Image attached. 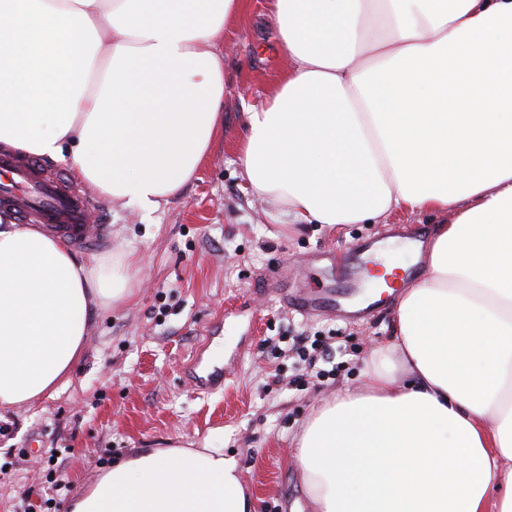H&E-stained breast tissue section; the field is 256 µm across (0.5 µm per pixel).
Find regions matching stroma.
I'll list each match as a JSON object with an SVG mask.
<instances>
[{"mask_svg":"<svg viewBox=\"0 0 512 512\" xmlns=\"http://www.w3.org/2000/svg\"><path fill=\"white\" fill-rule=\"evenodd\" d=\"M218 50L224 56V127L197 178L146 214L120 199L88 197L117 248L138 258L135 293L94 311L86 355L53 396L0 412V512L29 492L30 512L64 505L133 448H201L223 434L257 512H313L294 449L314 410L363 386L387 345L397 299L364 317L297 309L321 294L360 304L368 285L357 251L379 244L421 280L409 243L448 213L399 210L372 224H290L251 193L238 162L244 114L288 68L267 0H243ZM224 344V384L196 387L192 358ZM304 337L309 359L293 350ZM54 448L57 459L46 451Z\"/></svg>","mask_w":512,"mask_h":512,"instance_id":"stroma-1","label":"stroma"}]
</instances>
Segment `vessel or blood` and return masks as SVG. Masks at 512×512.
Returning <instances> with one entry per match:
<instances>
[{
	"label": "vessel or blood",
	"mask_w": 512,
	"mask_h": 512,
	"mask_svg": "<svg viewBox=\"0 0 512 512\" xmlns=\"http://www.w3.org/2000/svg\"><path fill=\"white\" fill-rule=\"evenodd\" d=\"M0 206L12 209L25 222L48 225L75 246L93 249L106 242L107 227L84 221L85 198L62 178H43L35 163L0 153Z\"/></svg>",
	"instance_id": "obj_1"
}]
</instances>
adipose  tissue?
<instances>
[{
    "label": "adipose tissue",
    "instance_id": "1",
    "mask_svg": "<svg viewBox=\"0 0 512 512\" xmlns=\"http://www.w3.org/2000/svg\"><path fill=\"white\" fill-rule=\"evenodd\" d=\"M292 65L249 110L239 162L295 224L452 213L363 387L294 451L315 512H512V0H270ZM242 0H0V145L69 162L146 213L224 122L213 46ZM132 252L78 258L0 222V408L56 393ZM222 448H136L69 512H254Z\"/></svg>",
    "mask_w": 512,
    "mask_h": 512
}]
</instances>
